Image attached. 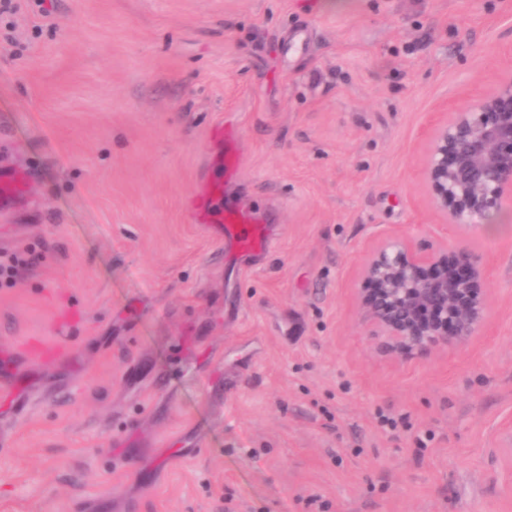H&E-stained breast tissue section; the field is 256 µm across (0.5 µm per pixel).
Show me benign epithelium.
<instances>
[{
	"label": "benign epithelium",
	"mask_w": 512,
	"mask_h": 512,
	"mask_svg": "<svg viewBox=\"0 0 512 512\" xmlns=\"http://www.w3.org/2000/svg\"><path fill=\"white\" fill-rule=\"evenodd\" d=\"M424 177L459 242L421 254L392 240L372 251L359 299L390 355L460 346L484 319V271L468 236L474 217L512 204V80L433 125Z\"/></svg>",
	"instance_id": "7a95c632"
}]
</instances>
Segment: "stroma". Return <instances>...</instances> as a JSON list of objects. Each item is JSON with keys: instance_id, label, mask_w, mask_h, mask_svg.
<instances>
[{"instance_id": "obj_1", "label": "stroma", "mask_w": 512, "mask_h": 512, "mask_svg": "<svg viewBox=\"0 0 512 512\" xmlns=\"http://www.w3.org/2000/svg\"><path fill=\"white\" fill-rule=\"evenodd\" d=\"M511 78L512 0H13L0 512H512V209L463 345L385 355L357 296L383 240L456 244L426 133ZM214 180L262 254L195 219ZM218 221L224 224V240L243 255L258 253L269 237L266 224H260L251 214L230 210L221 212Z\"/></svg>"}]
</instances>
